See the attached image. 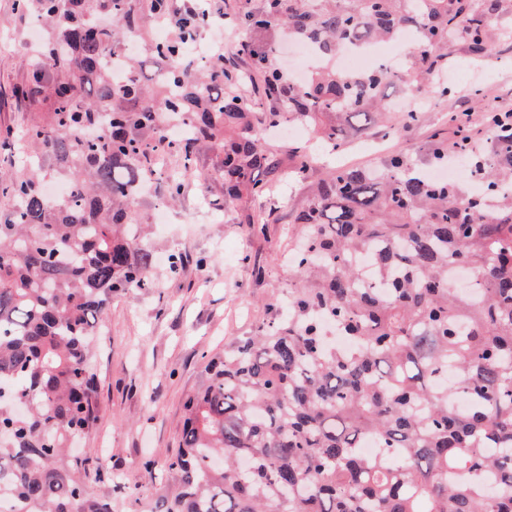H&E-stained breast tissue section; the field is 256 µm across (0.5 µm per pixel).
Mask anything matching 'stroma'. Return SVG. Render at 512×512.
<instances>
[{
  "mask_svg": "<svg viewBox=\"0 0 512 512\" xmlns=\"http://www.w3.org/2000/svg\"><path fill=\"white\" fill-rule=\"evenodd\" d=\"M33 20L16 0H0V132L9 131L13 148L0 155V168L20 167L26 158L25 131L35 106L18 95L32 60L27 44ZM491 53H474L462 41L448 48L446 81L459 69L475 72L481 99L456 91L428 99L416 124L392 136L377 130L355 135L347 149L319 157L303 181L284 176L297 164L292 148L299 135L259 128L258 133L280 161L270 174L269 191L233 209L224 207V183L218 176L220 147L195 152L197 175L185 179L176 203H169L166 177L179 169L177 156H165L160 174L135 211L155 251L178 252L183 264L169 275L165 264L151 273L152 285L113 298L107 319L94 340L97 420L71 450L74 464L100 463L87 483L94 497L111 501L114 512H149L172 481L167 472L146 470V462L176 455L181 447L185 403L205 384L204 363L225 345L251 335L269 303L287 296L297 284L288 270V255L300 233L291 221L330 166L367 167L392 153H404L417 164L427 162L434 132L453 137L452 112L472 115L471 130L480 147L493 134L484 116L491 108L512 103V11L487 31ZM263 216L264 232H252L249 216Z\"/></svg>",
  "mask_w": 512,
  "mask_h": 512,
  "instance_id": "obj_1",
  "label": "stroma"
}]
</instances>
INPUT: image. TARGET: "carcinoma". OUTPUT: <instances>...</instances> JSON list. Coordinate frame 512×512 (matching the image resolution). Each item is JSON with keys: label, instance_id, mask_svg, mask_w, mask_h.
Listing matches in <instances>:
<instances>
[{"label": "carcinoma", "instance_id": "carcinoma-1", "mask_svg": "<svg viewBox=\"0 0 512 512\" xmlns=\"http://www.w3.org/2000/svg\"><path fill=\"white\" fill-rule=\"evenodd\" d=\"M512 0H263L240 23L282 28L324 63L295 82L250 46L248 71L208 64L185 47L207 23L190 18L148 43L167 62L149 80L121 61L120 43L167 20L170 0H18L48 34L21 93L43 108L27 129L29 166L0 171L13 206L0 220V502L15 512H112L87 495L62 456L96 418L91 341L116 294L150 287L155 249L133 208L156 159L145 135L169 115L189 126L179 178L196 175L193 147L224 148V203L267 190L274 154L256 134L285 117L338 152L367 126L395 130L387 86L409 81L448 96L436 79L448 44L488 52L487 28ZM419 37L412 63L359 76L336 69L345 44ZM254 84L283 111H257L233 92ZM490 147L466 144L481 190L430 179L404 154L369 171L339 166L295 223L301 286L273 302L251 336L205 366L186 403L176 484L154 512H512V128ZM433 165L448 141L433 140ZM468 267L472 289L449 273ZM334 331L344 347L328 339ZM464 394L465 411L453 400ZM369 439L381 456H365Z\"/></svg>", "mask_w": 512, "mask_h": 512}]
</instances>
